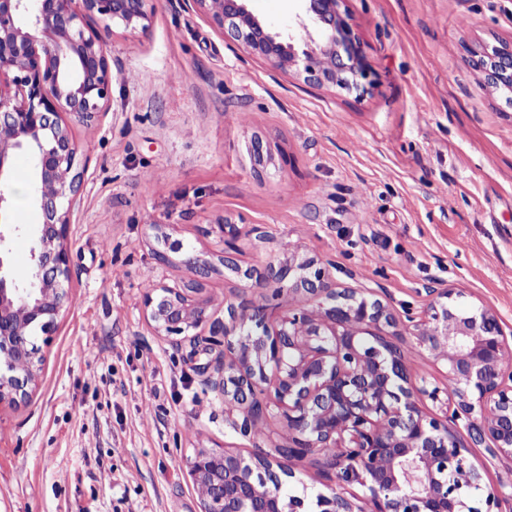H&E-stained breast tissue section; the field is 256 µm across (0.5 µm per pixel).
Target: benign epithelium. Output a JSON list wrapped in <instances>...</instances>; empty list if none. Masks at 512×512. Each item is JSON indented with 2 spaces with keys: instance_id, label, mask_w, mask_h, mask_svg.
Masks as SVG:
<instances>
[{
  "instance_id": "1",
  "label": "benign epithelium",
  "mask_w": 512,
  "mask_h": 512,
  "mask_svg": "<svg viewBox=\"0 0 512 512\" xmlns=\"http://www.w3.org/2000/svg\"><path fill=\"white\" fill-rule=\"evenodd\" d=\"M154 0H0V404L28 396L41 363L34 333L49 334L70 302L71 207L82 190L79 146L70 121L85 124L107 111L112 69L106 39L116 27L145 30ZM224 39L294 74L313 88L339 87L362 96L363 43L341 10L343 0H301L316 34L296 40L272 31L248 0H191ZM471 64L483 88L512 92V43L479 47ZM31 160V199L41 222L31 228L30 261H11V164ZM243 228L230 218L205 233L224 243L220 263L238 269ZM193 278L148 289L147 318L159 334L186 336L209 327L224 347L218 375L204 384L224 398L234 430L254 442L264 419L282 422V443L248 457L216 444L194 451L189 474L201 512H503L512 486L487 484L472 449L512 459V333L484 305L462 301L455 288H429L418 312L395 310L364 289L336 287V263L288 257L264 279L300 304L268 323L269 305L252 307L251 335L227 304L229 321L211 319L203 281L216 266L185 254ZM410 346L444 367V380L420 377ZM430 402L437 412L423 408ZM321 453L333 483L312 494L293 462ZM293 483L297 493L286 497ZM365 491V509L349 492Z\"/></svg>"
}]
</instances>
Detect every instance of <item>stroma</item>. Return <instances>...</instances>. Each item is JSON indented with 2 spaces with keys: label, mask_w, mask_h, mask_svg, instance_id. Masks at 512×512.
Wrapping results in <instances>:
<instances>
[{
  "label": "stroma",
  "mask_w": 512,
  "mask_h": 512,
  "mask_svg": "<svg viewBox=\"0 0 512 512\" xmlns=\"http://www.w3.org/2000/svg\"><path fill=\"white\" fill-rule=\"evenodd\" d=\"M303 36L299 0H249ZM368 92L306 87L228 45L188 0H156L147 31L115 29L112 99L72 123L86 160L71 216L70 305L46 340L27 402L0 405V512H201L185 466L220 442L251 455L199 372L218 366L207 328L158 335L146 285L188 280L181 254L224 245L209 224L265 227L236 259L260 269L287 247L332 258L337 286L423 309L462 289L512 329V106L468 60L512 42V0H344ZM25 154L12 161V223H40ZM273 284L204 280L211 314L264 302ZM152 417H145V410Z\"/></svg>",
  "instance_id": "1"
}]
</instances>
